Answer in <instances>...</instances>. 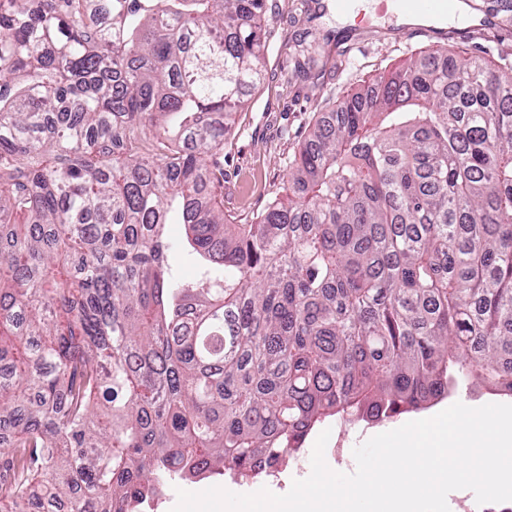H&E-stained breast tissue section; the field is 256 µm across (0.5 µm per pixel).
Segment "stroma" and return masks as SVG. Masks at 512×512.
Here are the masks:
<instances>
[{
	"label": "stroma",
	"instance_id": "obj_1",
	"mask_svg": "<svg viewBox=\"0 0 512 512\" xmlns=\"http://www.w3.org/2000/svg\"><path fill=\"white\" fill-rule=\"evenodd\" d=\"M475 23L447 25L442 35L422 26H399L366 0L354 24L340 28L324 21V0H268L265 78L236 114L233 135L224 142V213L239 224L254 221L286 192L288 163L320 112L373 81L414 54L435 49L457 53L483 48L512 54V0H466ZM311 43L315 61L307 75L295 72V46ZM493 395L460 386L450 399L383 421L348 423L330 418L329 446L343 444L344 458L331 469H356L353 450L370 437L439 412L450 403L470 407L492 403Z\"/></svg>",
	"mask_w": 512,
	"mask_h": 512
}]
</instances>
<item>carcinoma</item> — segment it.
<instances>
[{
	"label": "carcinoma",
	"mask_w": 512,
	"mask_h": 512,
	"mask_svg": "<svg viewBox=\"0 0 512 512\" xmlns=\"http://www.w3.org/2000/svg\"><path fill=\"white\" fill-rule=\"evenodd\" d=\"M266 13L0 0V512H133L330 416L512 397V66L410 59L320 113L286 196L231 224Z\"/></svg>",
	"instance_id": "cac0c4a2"
}]
</instances>
